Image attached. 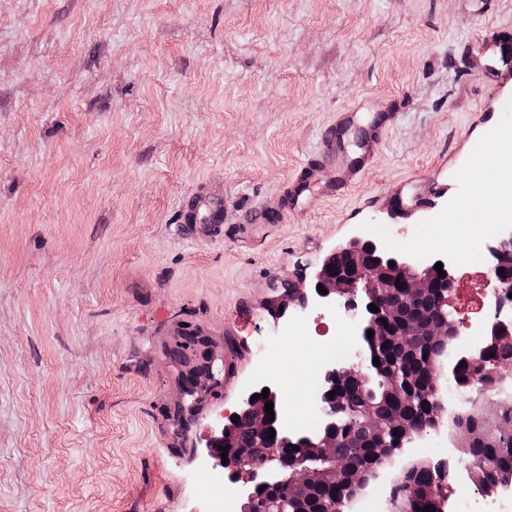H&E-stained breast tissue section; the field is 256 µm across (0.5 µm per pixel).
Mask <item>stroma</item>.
I'll list each match as a JSON object with an SVG mask.
<instances>
[{"label": "stroma", "mask_w": 512, "mask_h": 512, "mask_svg": "<svg viewBox=\"0 0 512 512\" xmlns=\"http://www.w3.org/2000/svg\"><path fill=\"white\" fill-rule=\"evenodd\" d=\"M512 0H0V512H221L238 494L211 468L213 420L255 373L315 431V329L351 339L343 314L289 302L324 259L380 226L388 251L453 258L486 284L476 235L501 225L499 136L512 132ZM344 112L343 161L388 112L372 168L313 204L283 189ZM419 176L442 197L406 220L392 187ZM221 230L179 219L199 185ZM199 335L243 382L205 381L179 415L173 351ZM451 429L405 445L356 498L419 459L465 461Z\"/></svg>", "instance_id": "35a3bbf8"}]
</instances>
